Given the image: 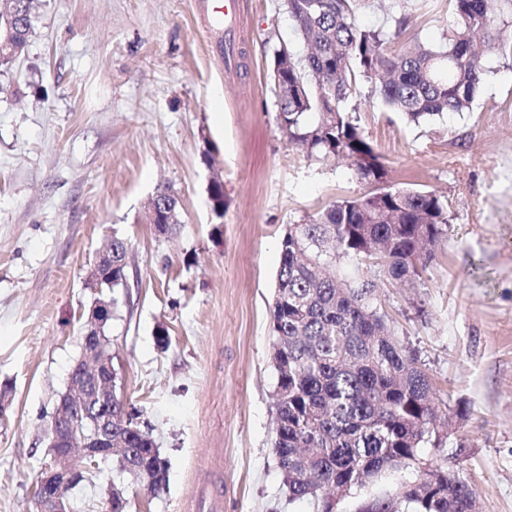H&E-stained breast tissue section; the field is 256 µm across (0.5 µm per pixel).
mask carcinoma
<instances>
[{
    "instance_id": "carcinoma-1",
    "label": "carcinoma",
    "mask_w": 512,
    "mask_h": 512,
    "mask_svg": "<svg viewBox=\"0 0 512 512\" xmlns=\"http://www.w3.org/2000/svg\"><path fill=\"white\" fill-rule=\"evenodd\" d=\"M23 15L13 36L25 49L32 32L34 0H9ZM358 0H284L294 29L307 47L301 58L281 44L271 80L277 126L300 152L322 159L350 158L356 176L375 188L337 200L306 223L290 224L281 239L280 266L269 306L275 434L272 454L288 501L322 499L366 488L379 477L411 470L394 488L360 501L355 512H473L474 492L438 468V493L420 495L415 485L426 464L420 449L443 448L430 378L394 334L378 304L374 281L344 275L341 260L372 264L393 280L412 283L448 233V204L432 190L385 184V165L352 116L349 100L361 77L373 78L385 105L416 124L466 112L486 69L477 44L489 54L512 53L501 29L502 4L512 0H448L453 28L437 46L397 53L390 32L359 30L352 23ZM212 211L224 217V184L211 183ZM164 208L165 230L181 223L176 197L154 194ZM112 287L127 282L129 248L112 238ZM112 442L125 448L118 467L155 491L167 485V463L138 416L112 424Z\"/></svg>"
}]
</instances>
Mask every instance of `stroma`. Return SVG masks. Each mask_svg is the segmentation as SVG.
Instances as JSON below:
<instances>
[{"label":"stroma","mask_w":512,"mask_h":512,"mask_svg":"<svg viewBox=\"0 0 512 512\" xmlns=\"http://www.w3.org/2000/svg\"><path fill=\"white\" fill-rule=\"evenodd\" d=\"M205 0H36L24 55L0 72V512H33L32 485L55 400L81 354L112 236L130 247L107 334L119 398L168 462L150 494L106 463L69 495L103 512H189L212 492L222 512H313L289 502L274 436L269 306L284 229L363 195L345 161L303 156L278 130L274 50L303 47L283 0H244L236 68L224 66ZM401 42L441 43L448 0H360L354 24ZM472 111L408 123L373 80L358 123L400 188L448 203V238L416 284L379 278V304L431 378L448 420L425 458L476 491V512H512V55L485 58ZM224 183L214 227L208 187ZM181 204L162 234L142 214L157 188ZM166 327L169 345L155 332Z\"/></svg>","instance_id":"stroma-1"}]
</instances>
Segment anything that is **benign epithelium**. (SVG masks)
<instances>
[{"label": "benign epithelium", "instance_id": "7a95c632", "mask_svg": "<svg viewBox=\"0 0 512 512\" xmlns=\"http://www.w3.org/2000/svg\"><path fill=\"white\" fill-rule=\"evenodd\" d=\"M91 278L95 286L112 282V248L99 254ZM112 319V302L97 301L84 325L82 353L66 391L59 396L46 433L44 464L37 474L35 512H69L67 492L78 467L76 457L96 465L112 456V409L117 373L103 327Z\"/></svg>", "mask_w": 512, "mask_h": 512}]
</instances>
